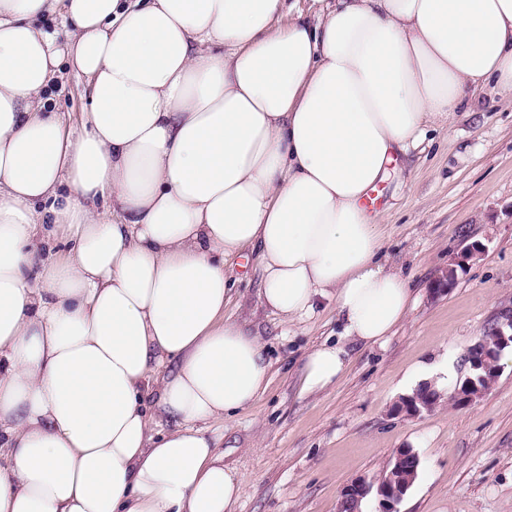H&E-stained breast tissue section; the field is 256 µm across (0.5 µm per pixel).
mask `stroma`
<instances>
[{
  "label": "stroma",
  "mask_w": 512,
  "mask_h": 512,
  "mask_svg": "<svg viewBox=\"0 0 512 512\" xmlns=\"http://www.w3.org/2000/svg\"><path fill=\"white\" fill-rule=\"evenodd\" d=\"M47 95L50 110L80 122L86 102L70 66ZM376 194L384 257L414 302L383 343L351 347L343 376L319 394H301L299 377L315 345L339 339L335 302L288 327L258 304L255 255L225 269L224 315L260 334L269 364L268 386L252 405L205 424L244 480L237 512H339L345 487L381 482L401 448L418 454L420 469L400 512H512L511 362H501L495 384L468 406L444 403L416 416L394 410L437 357L453 359L465 377L466 350L500 309L512 308V101L484 93L451 123H435ZM473 244L478 253L462 260ZM451 267L453 288L433 294Z\"/></svg>",
  "instance_id": "stroma-1"
}]
</instances>
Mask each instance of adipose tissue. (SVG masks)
I'll return each mask as SVG.
<instances>
[{
	"label": "adipose tissue",
	"instance_id": "1",
	"mask_svg": "<svg viewBox=\"0 0 512 512\" xmlns=\"http://www.w3.org/2000/svg\"><path fill=\"white\" fill-rule=\"evenodd\" d=\"M284 8L0 0V512H235L244 481L204 423L251 405L269 365L224 317L228 260L256 254L282 322L335 300L341 339L306 356L304 395L406 318L364 200L430 124L512 98V0ZM65 62L77 128L46 109ZM44 223L71 243L47 264ZM335 1H316V0H288L286 1V15L282 19V24H288V18L292 19L301 13L311 22H316L317 18L323 15L328 7L333 6ZM289 9V15H288Z\"/></svg>",
	"mask_w": 512,
	"mask_h": 512
}]
</instances>
